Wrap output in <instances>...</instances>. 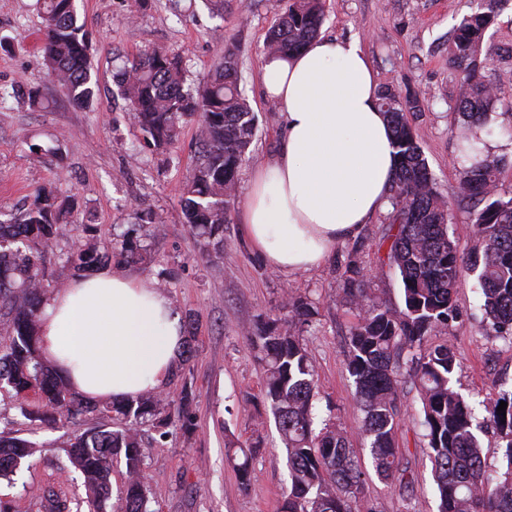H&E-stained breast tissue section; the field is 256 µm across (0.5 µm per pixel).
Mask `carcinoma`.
Masks as SVG:
<instances>
[{"instance_id": "carcinoma-1", "label": "carcinoma", "mask_w": 512, "mask_h": 512, "mask_svg": "<svg viewBox=\"0 0 512 512\" xmlns=\"http://www.w3.org/2000/svg\"><path fill=\"white\" fill-rule=\"evenodd\" d=\"M509 0H476L453 30L451 60L461 71L454 110L464 131L458 141V196L469 209L477 245L467 256L449 235L451 217L439 196L424 151L408 124L397 89L378 87L379 106L388 117L398 149L390 188L389 223L393 233L388 260L398 270L402 305L374 303L366 275L356 261L342 273L346 295L357 310L347 337L346 367L353 379L361 418L358 434L370 448L378 479L400 476L397 433L401 425V369L413 377L420 394L423 448L431 461L438 492V512H512V388L500 389L485 406L487 421L502 441V472H488L468 396L456 387L459 362L448 342L431 341L433 332L458 314L456 293L465 271L475 277L484 297L480 331L512 341V196L499 190L503 158L478 146L479 131L512 140V130H496L491 114L503 102L494 62L481 56L486 30ZM324 21L322 0H287L285 10L266 38L269 54H289L316 38ZM42 65L77 108L90 110L97 78L88 53L87 33L79 23L76 0H43ZM239 58L224 51L215 74L194 89L185 88L184 57L144 51L124 62L112 78L130 104V119L147 143L160 148L179 138L184 120L199 117L201 162L182 192L187 224L204 237V246L224 249V203L234 196L238 169L256 135V117L240 88ZM78 205L51 187L38 189L29 207L10 224L0 223V307L7 308L9 333L0 336V388L8 386L21 401V413L56 425L75 414L98 410L73 392L39 356L38 318L44 285L39 247L48 246ZM105 256L83 243L63 268L77 276ZM288 318L269 317L247 331L260 354L261 396L281 435L288 465V487L280 512H359L366 472L352 448L351 434L335 418H318L315 369L301 327L313 307L302 296L288 295ZM506 402V412L498 410ZM192 393L176 402L145 393L106 408L117 422L91 428L71 439L65 449L83 477L89 512H108L112 467L124 462L121 512H151L142 476L140 427L150 421L191 426ZM261 439L225 443L226 460L248 486ZM33 445L0 431V479L20 468L18 459L32 455ZM43 512H71L67 499L52 489L40 494Z\"/></svg>"}]
</instances>
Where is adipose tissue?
Instances as JSON below:
<instances>
[{
  "mask_svg": "<svg viewBox=\"0 0 512 512\" xmlns=\"http://www.w3.org/2000/svg\"><path fill=\"white\" fill-rule=\"evenodd\" d=\"M282 118V142L254 168L244 231L284 274L320 267L388 206L396 146L358 40L318 37L259 72ZM42 357L90 400H133L160 390L183 351L169 298L140 278L99 271L51 295L38 326Z\"/></svg>",
  "mask_w": 512,
  "mask_h": 512,
  "instance_id": "1",
  "label": "adipose tissue"
}]
</instances>
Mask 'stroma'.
Wrapping results in <instances>:
<instances>
[{
  "label": "stroma",
  "mask_w": 512,
  "mask_h": 512,
  "mask_svg": "<svg viewBox=\"0 0 512 512\" xmlns=\"http://www.w3.org/2000/svg\"><path fill=\"white\" fill-rule=\"evenodd\" d=\"M90 35L91 57L99 79L94 110L75 108L44 72L41 17L37 0H0V211L28 205L36 189L54 187L77 195L80 203L69 232L45 248L41 277L45 295L57 287L61 266L84 232L99 252L119 251L130 242L143 248L142 260H112L110 268L150 281L171 300L182 325L191 326L194 353L163 390L165 400L190 388L194 426L172 425L166 436L146 429L143 469L152 512H278L287 484V463L273 418H260L257 403L262 365L246 339L247 328L266 317H287L285 291L308 298L317 309L302 336L316 371L320 414H333L355 432L359 412L353 380L346 370L345 340L356 321L341 274L355 259L371 279L368 293L377 303L401 304L400 280L387 260L389 214L381 212L357 236L338 244L319 269L290 276L272 270L241 228L249 177L254 167L279 148L277 110L264 102L257 83L268 30L286 0H77ZM321 36L359 38L378 85L398 89L440 195L453 216L448 226L462 254L477 240L466 207L457 198L459 117L452 109L458 73L448 56L452 27L468 12V0H323ZM512 45V0L485 34L483 52L494 57L502 88L512 94V59L498 50ZM183 55L188 80H207L224 51L242 62L239 76L258 117L256 135L237 176V191L226 208L224 252L203 249V241L183 222L181 192L199 160L197 118L188 119L178 142L147 145L117 94L112 74L143 51ZM39 90L38 103L18 86ZM458 316L437 330L438 340L454 346L460 360L458 384L477 400L494 398L492 382L512 383V342L490 339L479 330L482 294L474 277L462 275ZM418 390L410 377L401 383V464L412 474V488L369 476L361 507L383 504L385 512H436L431 463L421 442ZM108 413L74 416L51 428L24 417L17 401L0 393V431L35 445L13 481H0V505L8 512H40L39 495L51 487L72 499L84 490L64 449L87 429L111 425ZM261 431L264 446L255 477L241 486L225 462L224 440L240 441Z\"/></svg>",
  "instance_id": "stroma-1"
}]
</instances>
